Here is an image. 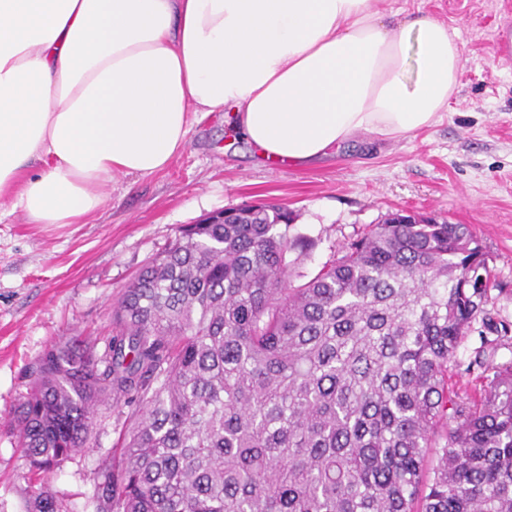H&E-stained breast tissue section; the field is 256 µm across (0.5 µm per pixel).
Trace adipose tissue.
<instances>
[{
    "mask_svg": "<svg viewBox=\"0 0 512 512\" xmlns=\"http://www.w3.org/2000/svg\"><path fill=\"white\" fill-rule=\"evenodd\" d=\"M463 67L456 28L375 0H0V198L83 223L202 112L282 164L395 139L441 120Z\"/></svg>",
    "mask_w": 512,
    "mask_h": 512,
    "instance_id": "adipose-tissue-1",
    "label": "adipose tissue"
}]
</instances>
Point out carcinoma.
<instances>
[{
  "instance_id": "obj_1",
  "label": "carcinoma",
  "mask_w": 512,
  "mask_h": 512,
  "mask_svg": "<svg viewBox=\"0 0 512 512\" xmlns=\"http://www.w3.org/2000/svg\"><path fill=\"white\" fill-rule=\"evenodd\" d=\"M295 220L262 202L182 228L102 355L51 346L14 416L31 467L80 453L115 396L132 412L98 512H512V363L478 350L477 403L448 391L461 338L494 326L468 225L392 213L294 286ZM29 512L60 507L40 487Z\"/></svg>"
}]
</instances>
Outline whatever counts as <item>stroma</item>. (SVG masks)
<instances>
[{
  "instance_id": "obj_1",
  "label": "stroma",
  "mask_w": 512,
  "mask_h": 512,
  "mask_svg": "<svg viewBox=\"0 0 512 512\" xmlns=\"http://www.w3.org/2000/svg\"><path fill=\"white\" fill-rule=\"evenodd\" d=\"M422 9L460 30L465 67L442 121L394 141H354L305 166L272 165L236 140L224 115L195 121L186 150L161 173L116 177L108 202L82 224H31L0 208V512H25L31 489L47 487L64 512H95L97 472L119 448L130 409L94 412L88 447L49 473L31 472L13 413L30 370L72 336L101 342L125 288L178 235L205 215L245 203L294 210L295 230L315 240L295 268L313 276L339 249L395 210L469 225L492 274L487 309L497 330L468 333L448 369L450 391L483 384L468 364L478 349L512 362V0H377L383 13Z\"/></svg>"
}]
</instances>
